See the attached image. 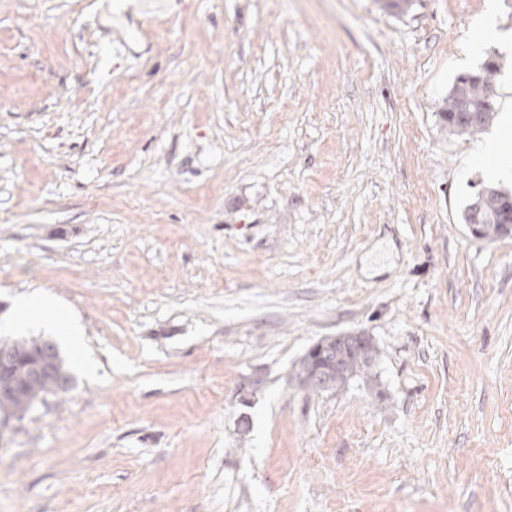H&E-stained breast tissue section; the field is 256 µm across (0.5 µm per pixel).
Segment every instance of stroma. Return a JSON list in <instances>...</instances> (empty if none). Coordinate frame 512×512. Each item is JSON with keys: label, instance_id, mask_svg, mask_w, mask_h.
<instances>
[{"label": "stroma", "instance_id": "35a3bbf8", "mask_svg": "<svg viewBox=\"0 0 512 512\" xmlns=\"http://www.w3.org/2000/svg\"><path fill=\"white\" fill-rule=\"evenodd\" d=\"M492 137L512 0H0V328L48 295L100 364L61 349L0 434V512H512V237L462 219L512 191ZM343 333L369 374L305 389ZM486 60L478 71L458 75L442 102L439 114L453 134L473 135L485 129L494 118L495 102L488 92L493 89L500 67L493 58L489 65H485ZM367 336L360 333L327 336L314 344L303 359L300 384L316 386L321 391L336 386V374L340 371V360L348 351H359ZM66 391H57L54 385L47 382L27 387L26 391L20 396L7 401H0V416L22 414L25 417L31 411L30 403L32 400H42L48 395H58Z\"/></svg>", "mask_w": 512, "mask_h": 512}]
</instances>
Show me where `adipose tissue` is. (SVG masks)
Returning a JSON list of instances; mask_svg holds the SVG:
<instances>
[{
  "label": "adipose tissue",
  "instance_id": "adipose-tissue-1",
  "mask_svg": "<svg viewBox=\"0 0 512 512\" xmlns=\"http://www.w3.org/2000/svg\"><path fill=\"white\" fill-rule=\"evenodd\" d=\"M16 310L17 326L42 329L61 336L63 342L73 352L77 365L85 371H92L93 365L83 349L82 331L76 323L66 321L62 311L46 299L33 297L20 298Z\"/></svg>",
  "mask_w": 512,
  "mask_h": 512
}]
</instances>
